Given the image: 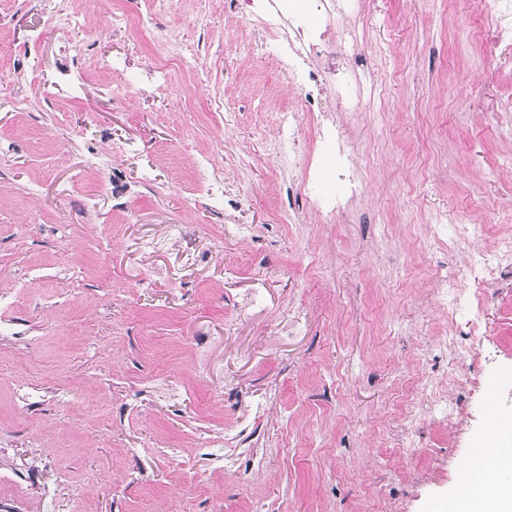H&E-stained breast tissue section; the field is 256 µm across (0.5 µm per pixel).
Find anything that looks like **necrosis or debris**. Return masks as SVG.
I'll return each instance as SVG.
<instances>
[{"label":"necrosis or debris","mask_w":512,"mask_h":512,"mask_svg":"<svg viewBox=\"0 0 512 512\" xmlns=\"http://www.w3.org/2000/svg\"><path fill=\"white\" fill-rule=\"evenodd\" d=\"M493 23L482 34L487 55L512 59V0H472ZM235 19L258 23L271 38L281 69L292 82L297 106L282 113L280 140L296 145L302 127H312L315 145L305 154L290 155L289 164L302 165L306 182L321 184L325 193L310 197L312 208L337 221L361 194L363 180L343 123L334 112H364L369 108L351 91L353 66L360 40L343 18L353 10L352 0H228ZM478 224L464 225L456 235L463 259L450 273H438L433 289L436 303L446 313L463 308L473 330L483 326L486 287L512 274V237L483 249H472L480 236Z\"/></svg>","instance_id":"4bbe7bcc"}]
</instances>
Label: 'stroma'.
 <instances>
[{"instance_id":"1","label":"stroma","mask_w":512,"mask_h":512,"mask_svg":"<svg viewBox=\"0 0 512 512\" xmlns=\"http://www.w3.org/2000/svg\"><path fill=\"white\" fill-rule=\"evenodd\" d=\"M116 7L135 0H0V367L35 403L0 383V512H432L485 440L489 376L512 370V280L491 287L482 336L429 291L459 261L429 225L512 231V125L495 117L512 65L479 43L490 16L359 0L371 109L347 135L364 192L353 223L327 224L279 158L294 102L252 28L224 0H154L142 37L89 41ZM162 47L187 56L157 92ZM201 154L222 193L201 191ZM158 375L177 397L150 389ZM426 385L459 416L422 407ZM228 425L259 443L251 480L202 449Z\"/></svg>"}]
</instances>
